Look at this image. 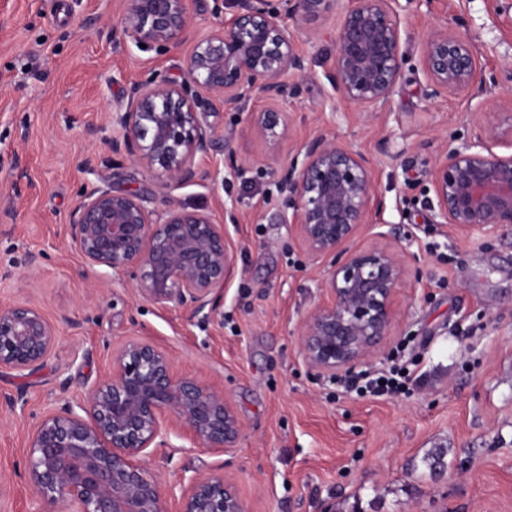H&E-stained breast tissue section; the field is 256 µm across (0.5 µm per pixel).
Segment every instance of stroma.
I'll use <instances>...</instances> for the list:
<instances>
[{"mask_svg": "<svg viewBox=\"0 0 512 512\" xmlns=\"http://www.w3.org/2000/svg\"><path fill=\"white\" fill-rule=\"evenodd\" d=\"M402 76L371 115L334 92L327 74L347 0L316 18L293 17L306 58L299 90L271 102L253 95L200 112L212 132L194 181L167 186L156 172L114 155L115 122L131 91L153 76L185 78L198 41L223 25L234 0H193L182 38L143 51L113 34L122 0H0V303L20 302L58 330L34 370L0 368V512H36L23 472L27 435L39 418L83 399L112 369V350L147 334L177 373L223 389L244 432L211 452L188 436L152 449L148 465L169 489L221 468L251 512H512V228L463 234L432 223L429 172L449 141L478 132L487 114L512 131V0H400ZM448 30L478 58L463 95H432L425 40ZM288 114L269 139L251 113ZM320 134L364 155L384 217L397 237L359 247L409 245L394 321L369 361L383 370L396 347L415 361L409 393L370 399L343 391L300 355L299 325L324 298V271L278 219V170L302 159ZM235 153L233 173L224 164ZM142 195L161 214L203 208L225 224L234 274L216 314L139 299L111 269L86 270L67 226L102 180ZM448 451L434 475L422 459Z\"/></svg>", "mask_w": 512, "mask_h": 512, "instance_id": "obj_1", "label": "stroma"}]
</instances>
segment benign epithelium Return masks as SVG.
<instances>
[{
  "instance_id": "1",
  "label": "benign epithelium",
  "mask_w": 512,
  "mask_h": 512,
  "mask_svg": "<svg viewBox=\"0 0 512 512\" xmlns=\"http://www.w3.org/2000/svg\"><path fill=\"white\" fill-rule=\"evenodd\" d=\"M190 2L124 0L120 32L137 46L175 42L186 29ZM349 2L328 80L372 113L388 102L404 63L399 0ZM333 3L237 0L232 18L195 45L183 83L150 79L133 88L127 110L116 115L124 135L112 141V152L157 170L172 185L193 179L194 159L212 145L199 110L256 92L297 91L305 56L286 19L318 15ZM422 55L434 96L465 93L476 79L473 50L446 31L432 34ZM252 124L274 138L287 113L268 108ZM430 182L434 223L465 234L512 226V138L504 140L491 119L483 131L448 145ZM279 184L288 192L280 221L296 225L301 245L326 272V299L300 325V353L311 369L334 378L375 355L391 329L406 273L400 253L353 243L367 224L380 238L396 236L397 227L382 218L369 162L325 135L306 147L301 163L281 169ZM67 235L86 268H109L129 278L143 300L193 315L216 309L234 271L225 226L208 212L174 206L156 217L141 195L108 183L79 203ZM56 338L38 310L0 304V368L36 367ZM178 431L199 448L222 451L235 446L243 428L219 386L176 373L167 351L148 338L126 341L113 352L107 379L84 400L44 415L28 434L24 469L39 512H56L60 503L69 512H169V494L145 458L150 448L171 447ZM177 505V512H249L222 471L188 479Z\"/></svg>"
}]
</instances>
